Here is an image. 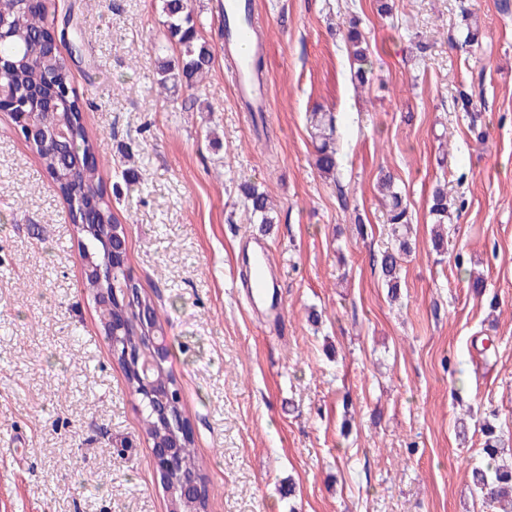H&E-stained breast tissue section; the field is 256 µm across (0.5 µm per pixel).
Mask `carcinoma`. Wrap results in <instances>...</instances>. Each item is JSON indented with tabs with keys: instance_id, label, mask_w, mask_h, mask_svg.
Returning <instances> with one entry per match:
<instances>
[{
	"instance_id": "carcinoma-1",
	"label": "carcinoma",
	"mask_w": 512,
	"mask_h": 512,
	"mask_svg": "<svg viewBox=\"0 0 512 512\" xmlns=\"http://www.w3.org/2000/svg\"><path fill=\"white\" fill-rule=\"evenodd\" d=\"M161 2L162 11L167 17L168 37L178 45L179 57L160 61V86L166 89L168 83L172 82L193 88L209 71L213 60L212 49L199 35L187 0ZM0 16L13 30V38L0 43V56L4 57L0 82L11 85L22 99L31 102L29 108L32 109L33 96L44 85L43 69L48 54L43 40L44 11L26 6L21 0H0ZM346 40L357 64L354 78L363 85L368 82L372 69L371 52L359 30V17L355 15L349 18ZM54 71L51 85L54 104L50 123L64 128L68 138L61 140L54 149L45 147L41 139L30 140L28 144L42 166L53 174L62 197L68 202L73 197L78 201V207L72 211V223L80 235L79 256L82 262H91L100 269L98 273L84 274V288L96 297L112 288L107 243L112 239V227L118 224V219L112 211L110 200L105 198L100 188L97 162L87 163L88 157L96 156L97 144L84 126L83 105L72 91L70 71L62 61L56 64ZM333 121V116L321 112L312 113L310 120L313 138L318 141L316 166L321 173L332 177L336 175L337 167ZM378 188L394 240V246L381 256L380 269L386 287L394 295L400 288L401 258L411 252V218L405 198L395 188L391 176L380 179ZM241 189L248 220L256 224L273 223L267 194L248 183L242 184ZM455 205L456 200L448 199L445 189L438 187L433 191L429 213L436 226L433 249L438 254L445 251L444 224L448 223L449 213ZM119 280L132 290L136 307L130 309L121 294L117 301L112 299L98 305L99 321L112 347L142 354L151 349L150 332H161L163 326L153 301L142 292L134 278L121 273ZM124 374L128 389L139 398L145 434L154 443L161 433L156 414L159 389L146 386L135 367L124 369ZM481 432L484 436L483 452L488 461L471 468V484L478 497L499 505L500 512H512V467L496 463L501 445L504 444L503 433L487 421L483 423ZM181 456L201 481H206L203 463L194 450V441L182 442Z\"/></svg>"
}]
</instances>
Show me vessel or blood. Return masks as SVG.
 Listing matches in <instances>:
<instances>
[{"instance_id":"obj_1","label":"vessel or blood","mask_w":512,"mask_h":512,"mask_svg":"<svg viewBox=\"0 0 512 512\" xmlns=\"http://www.w3.org/2000/svg\"><path fill=\"white\" fill-rule=\"evenodd\" d=\"M253 0H224V16L229 29V37L224 43L226 51L237 52L239 67L234 77L236 96L244 104L246 111L263 112L268 105L269 92L265 84L259 83L252 76L250 61L252 57L263 50L261 42H248L254 22ZM268 255L257 251L253 257L254 273L246 277L244 286L247 290L249 304L263 308L270 323H277L281 317V309L275 302L277 284L264 267Z\"/></svg>"}]
</instances>
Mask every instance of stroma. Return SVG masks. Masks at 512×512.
<instances>
[{
    "instance_id": "35a3bbf8",
    "label": "stroma",
    "mask_w": 512,
    "mask_h": 512,
    "mask_svg": "<svg viewBox=\"0 0 512 512\" xmlns=\"http://www.w3.org/2000/svg\"><path fill=\"white\" fill-rule=\"evenodd\" d=\"M506 3L256 0L270 88L257 129L226 70L224 0H189L214 63L199 86L167 91L160 0H48L47 27L79 37V53L64 45L61 56L127 265L168 337L208 512H487L469 478L480 426L512 436ZM465 10L480 26L466 48ZM353 14L371 46L363 89L345 38ZM462 91L476 128L456 108ZM316 108L335 118L333 179L315 166ZM382 172L413 224L394 300L378 264L390 245ZM247 181L273 203L268 231L246 219ZM439 185L466 202L441 255L429 215ZM359 221L372 235L357 234ZM260 244L285 311L274 326L241 288ZM79 250L66 203L0 111V512H169ZM470 270L485 277L482 295Z\"/></svg>"
}]
</instances>
